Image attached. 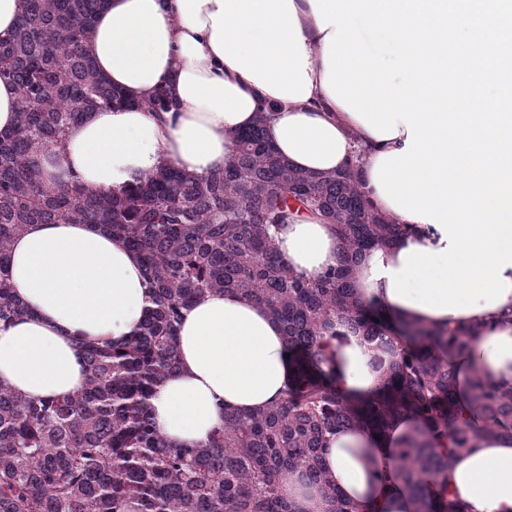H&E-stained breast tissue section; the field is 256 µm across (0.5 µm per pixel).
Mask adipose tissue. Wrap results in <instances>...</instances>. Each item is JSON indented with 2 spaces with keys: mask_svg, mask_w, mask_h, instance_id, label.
<instances>
[{
  "mask_svg": "<svg viewBox=\"0 0 512 512\" xmlns=\"http://www.w3.org/2000/svg\"><path fill=\"white\" fill-rule=\"evenodd\" d=\"M325 37L309 0H107L84 48L128 104L97 110L72 128L42 157L44 183L112 191L164 164L189 176L218 171L235 136L262 112L266 139L294 167L323 174L360 165L369 206L406 231L380 254H364L354 268L355 295L382 308L396 339L411 323L474 332L448 364L455 417L476 436L453 456L446 483L426 481L425 492L432 499L447 492L465 512H512V432L483 433L473 389L479 378L512 388V291L491 308L441 314L390 298L387 278H373L374 257L402 268V250L440 249L442 233L395 214L381 198L373 167L381 154L403 148L407 128L375 138L331 99L323 86ZM161 86L173 108L148 111L145 101ZM275 247L309 279L336 267L344 251L333 225L316 215L283 225ZM7 278L30 313L0 325V382L32 399L77 390L85 379L82 341L134 334L151 298L137 254L91 224L29 225L12 244ZM178 345V369L150 399L158 431L174 445L206 442L225 410L259 411L288 391L280 324L235 293L209 294L185 310ZM373 357L361 335L326 331L319 339V368L347 399L378 388ZM419 427L405 413L380 438L363 427L329 435L322 467L356 512H417L398 475L397 450Z\"/></svg>",
  "mask_w": 512,
  "mask_h": 512,
  "instance_id": "adipose-tissue-1",
  "label": "adipose tissue"
}]
</instances>
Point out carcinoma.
I'll return each instance as SVG.
<instances>
[{
	"instance_id": "carcinoma-1",
	"label": "carcinoma",
	"mask_w": 512,
	"mask_h": 512,
	"mask_svg": "<svg viewBox=\"0 0 512 512\" xmlns=\"http://www.w3.org/2000/svg\"><path fill=\"white\" fill-rule=\"evenodd\" d=\"M105 0H21L10 40L0 41V79L16 89V122L0 131V322L28 314L7 278L14 239L30 224H96L143 262L151 306L136 334L83 345L86 379L64 397L29 399L0 383V512H299L288 479L316 485L328 512H354L320 462L327 435L364 426L376 435L402 412L422 429L400 449V475L419 512H461L447 493L433 501L425 478H446L453 454L474 431L452 413L448 353L472 331L409 326L410 344L389 337L385 317L356 299L353 266L404 225L375 213L354 164L316 175L293 167L266 140L265 116L235 137L224 170L187 176L162 165L105 193L79 183L47 188L36 156L100 108L128 104L85 53ZM166 88L145 104L167 112ZM306 212L336 226L340 265L310 280L279 257L274 236ZM263 306L281 324L291 359L286 398L265 410H224L208 442L173 448L151 418L149 399L178 367L183 311L215 292ZM358 331L377 352L379 388L351 401L318 367L321 330L332 320ZM486 425L512 429V388L474 384Z\"/></svg>"
}]
</instances>
